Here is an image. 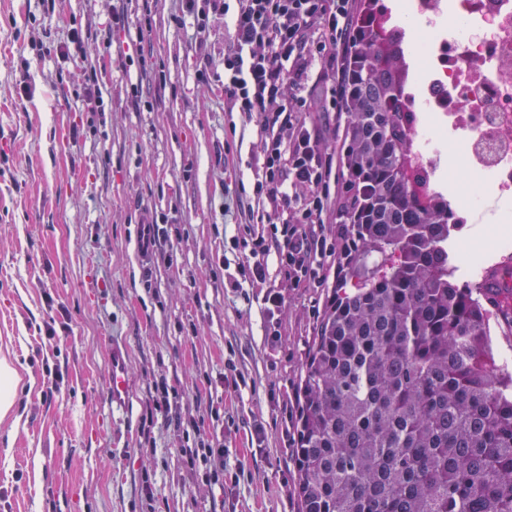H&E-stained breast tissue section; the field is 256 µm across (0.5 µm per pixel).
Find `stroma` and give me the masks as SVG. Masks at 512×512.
I'll list each match as a JSON object with an SVG mask.
<instances>
[{"instance_id":"stroma-1","label":"stroma","mask_w":512,"mask_h":512,"mask_svg":"<svg viewBox=\"0 0 512 512\" xmlns=\"http://www.w3.org/2000/svg\"><path fill=\"white\" fill-rule=\"evenodd\" d=\"M75 30L81 51L58 56ZM227 44L223 14L197 31L185 0H0V358L20 376L0 419V512H300L299 383L328 289L273 265L225 285L261 151L257 116L224 103ZM92 67L99 103L81 90ZM146 217L166 234L150 259ZM114 340L130 353L126 422L107 408ZM160 379L177 397L154 413ZM191 418L223 444L225 484L188 468Z\"/></svg>"}]
</instances>
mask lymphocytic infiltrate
<instances>
[{
    "label": "lymphocytic infiltrate",
    "mask_w": 512,
    "mask_h": 512,
    "mask_svg": "<svg viewBox=\"0 0 512 512\" xmlns=\"http://www.w3.org/2000/svg\"><path fill=\"white\" fill-rule=\"evenodd\" d=\"M224 16V98L257 114L261 152L252 166L257 203L281 217L271 236L251 235L239 271L265 278L268 259L297 286L332 270L331 228L350 196L336 176L335 131L322 114L340 111L348 75L353 0H209Z\"/></svg>",
    "instance_id": "1"
}]
</instances>
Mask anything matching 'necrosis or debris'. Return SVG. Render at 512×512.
<instances>
[{
    "instance_id": "4bbe7bcc",
    "label": "necrosis or debris",
    "mask_w": 512,
    "mask_h": 512,
    "mask_svg": "<svg viewBox=\"0 0 512 512\" xmlns=\"http://www.w3.org/2000/svg\"><path fill=\"white\" fill-rule=\"evenodd\" d=\"M395 18L424 21L404 45L423 68L404 104L421 186L441 196L457 224L477 223L491 197L492 223H512V0H402ZM468 178L444 177L446 144Z\"/></svg>"
}]
</instances>
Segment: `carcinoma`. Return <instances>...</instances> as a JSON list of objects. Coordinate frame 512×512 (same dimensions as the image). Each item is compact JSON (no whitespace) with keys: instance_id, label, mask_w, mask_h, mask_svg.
<instances>
[{"instance_id":"obj_1","label":"carcinoma","mask_w":512,"mask_h":512,"mask_svg":"<svg viewBox=\"0 0 512 512\" xmlns=\"http://www.w3.org/2000/svg\"><path fill=\"white\" fill-rule=\"evenodd\" d=\"M401 38L383 0H359L342 101L353 248L300 385L301 512H512V373L487 308L512 287L455 282L448 202L412 176Z\"/></svg>"}]
</instances>
